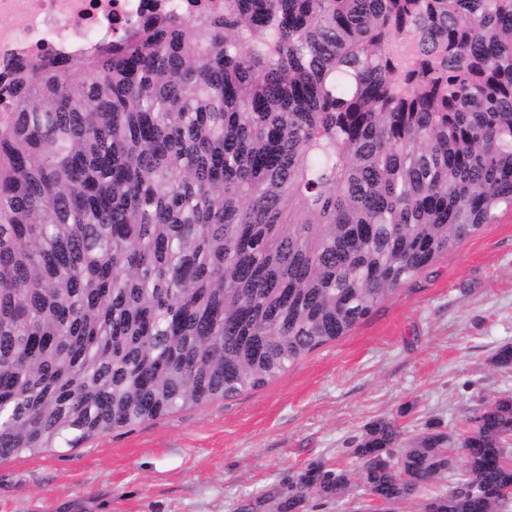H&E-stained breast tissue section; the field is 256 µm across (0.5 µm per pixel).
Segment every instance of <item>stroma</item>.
I'll list each match as a JSON object with an SVG mask.
<instances>
[{"label":"stroma","instance_id":"obj_1","mask_svg":"<svg viewBox=\"0 0 512 512\" xmlns=\"http://www.w3.org/2000/svg\"><path fill=\"white\" fill-rule=\"evenodd\" d=\"M512 344V212L440 255L346 336L262 387L78 448L0 460V512H277L313 461L351 469L376 420L415 438L456 433L468 410L512 392L493 364Z\"/></svg>","mask_w":512,"mask_h":512}]
</instances>
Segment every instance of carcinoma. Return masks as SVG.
<instances>
[{"label": "carcinoma", "mask_w": 512, "mask_h": 512, "mask_svg": "<svg viewBox=\"0 0 512 512\" xmlns=\"http://www.w3.org/2000/svg\"><path fill=\"white\" fill-rule=\"evenodd\" d=\"M512 211V0H221L0 67V459L269 380ZM352 449L408 501L438 425ZM431 512H503L512 393ZM311 462L279 512L340 498Z\"/></svg>", "instance_id": "obj_1"}]
</instances>
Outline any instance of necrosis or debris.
Instances as JSON below:
<instances>
[{"label": "necrosis or debris", "mask_w": 512, "mask_h": 512, "mask_svg": "<svg viewBox=\"0 0 512 512\" xmlns=\"http://www.w3.org/2000/svg\"><path fill=\"white\" fill-rule=\"evenodd\" d=\"M214 0H0V63L111 41L164 10L191 17Z\"/></svg>", "instance_id": "1"}]
</instances>
